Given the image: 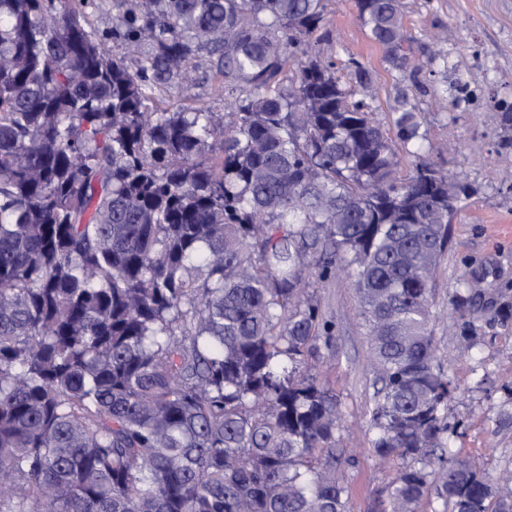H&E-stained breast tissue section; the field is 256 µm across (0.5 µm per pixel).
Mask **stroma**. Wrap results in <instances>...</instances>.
<instances>
[{
  "instance_id": "35a3bbf8",
  "label": "stroma",
  "mask_w": 512,
  "mask_h": 512,
  "mask_svg": "<svg viewBox=\"0 0 512 512\" xmlns=\"http://www.w3.org/2000/svg\"><path fill=\"white\" fill-rule=\"evenodd\" d=\"M412 36L410 55L440 52L448 65L424 89L389 69L365 34L353 0H326L327 24L318 51L356 58L372 74L375 117L388 126L397 89L412 92L426 115L434 158L448 175L469 185L452 224V242L436 281L434 341L456 386L448 412L458 424L452 448L490 474L512 466V131L500 122L512 104V0H403ZM489 309L476 319L474 342L461 337L464 322L451 298L460 277ZM322 308L335 324L338 355L316 374L341 401L342 447L356 461L344 467L350 512H376L379 492L398 462L369 452L374 374L369 340L346 272L314 282Z\"/></svg>"
}]
</instances>
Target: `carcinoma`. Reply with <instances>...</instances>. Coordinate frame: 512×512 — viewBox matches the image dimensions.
I'll return each instance as SVG.
<instances>
[{
  "mask_svg": "<svg viewBox=\"0 0 512 512\" xmlns=\"http://www.w3.org/2000/svg\"><path fill=\"white\" fill-rule=\"evenodd\" d=\"M0 0V512H348L336 356L309 291L350 270L377 375L381 512H512L450 446L435 281L466 187L400 90L394 138L357 59L315 50L325 0ZM389 68L402 0H354ZM120 46L118 56L107 41ZM297 65L288 78V61ZM224 95L151 108L196 76ZM454 309L478 312L458 288Z\"/></svg>",
  "mask_w": 512,
  "mask_h": 512,
  "instance_id": "obj_1",
  "label": "carcinoma"
}]
</instances>
